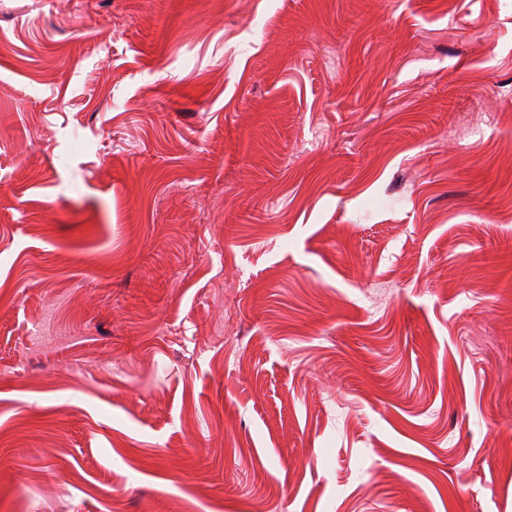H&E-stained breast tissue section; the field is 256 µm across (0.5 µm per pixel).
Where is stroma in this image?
I'll return each mask as SVG.
<instances>
[{"label": "stroma", "mask_w": 512, "mask_h": 512, "mask_svg": "<svg viewBox=\"0 0 512 512\" xmlns=\"http://www.w3.org/2000/svg\"><path fill=\"white\" fill-rule=\"evenodd\" d=\"M512 0H0V512H512Z\"/></svg>", "instance_id": "obj_1"}]
</instances>
